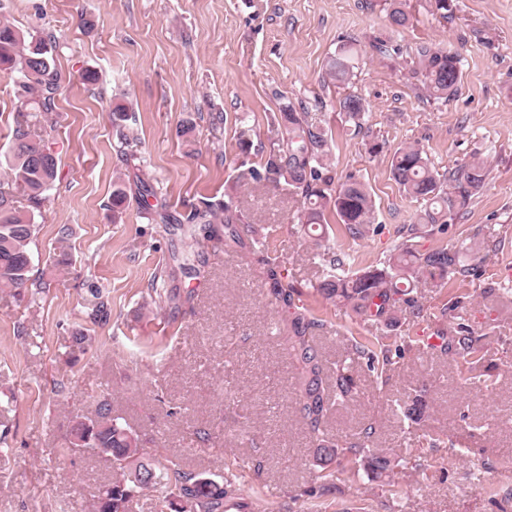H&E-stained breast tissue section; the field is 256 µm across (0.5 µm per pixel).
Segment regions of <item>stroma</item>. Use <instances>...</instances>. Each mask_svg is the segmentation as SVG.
<instances>
[{"label": "stroma", "instance_id": "stroma-1", "mask_svg": "<svg viewBox=\"0 0 512 512\" xmlns=\"http://www.w3.org/2000/svg\"><path fill=\"white\" fill-rule=\"evenodd\" d=\"M24 32L55 39L61 86L55 108L34 113L32 134L57 159L49 199L35 212L34 273L50 286L0 288V512H89L113 475L102 455L66 449L71 420L101 401L136 431L149 458L177 459L184 470L214 480L233 477L249 512H512L494 493L512 491V0H455L448 19L430 0H402L405 28L390 26L391 0H4ZM90 17L92 26L81 24ZM383 40L390 54L372 45ZM353 42V79L328 81L326 65ZM458 50L462 79L448 102L426 96L415 49ZM96 74L84 82L85 70ZM359 96L362 132L341 110ZM17 88L0 74V176L16 127ZM305 102L310 122L335 142L333 179L351 174L376 206L369 233L354 239L331 226L329 245L375 266L395 253L420 207L393 181L390 162L417 144L439 170L483 160V188L446 231L423 234L421 250L455 246L480 235L496 243L481 274L450 286L419 282L421 317L399 311L398 333L409 348L386 382L357 363L359 392L335 406L327 437L376 424L372 446L405 457L387 479L366 473L322 493L312 439L294 411L293 370L278 334L260 257L279 263L321 319L325 362L345 355L352 337L374 334L343 308L317 295L321 274L313 244L291 221L296 201L281 190L248 189L244 208L260 228L263 255L228 253L206 241L199 275L165 281L178 306L157 308L151 282L169 261L171 241L159 209L184 218L203 202H220L242 161L260 163L275 141L283 101ZM131 102L140 141L138 167L114 150L112 109ZM195 121L192 146L174 137ZM252 148L241 156L238 135ZM382 144L369 155L365 140ZM129 185V207L113 221L117 175ZM155 197L140 204L137 181ZM72 233L60 241V225ZM108 303L107 320L87 317L89 285ZM453 316L441 310L453 296ZM464 320L482 336L494 383L469 384L463 366L424 344ZM91 336L78 347L76 333ZM429 404L416 423L400 421L398 404L416 395ZM403 494L391 498L388 483Z\"/></svg>", "mask_w": 512, "mask_h": 512}]
</instances>
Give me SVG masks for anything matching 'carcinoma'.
Returning <instances> with one entry per match:
<instances>
[{"instance_id": "carcinoma-1", "label": "carcinoma", "mask_w": 512, "mask_h": 512, "mask_svg": "<svg viewBox=\"0 0 512 512\" xmlns=\"http://www.w3.org/2000/svg\"><path fill=\"white\" fill-rule=\"evenodd\" d=\"M357 51L354 44H344L329 57L327 75L345 82L353 76ZM418 64L424 77V86L430 96L448 99L461 82L460 55L429 45L416 49ZM52 37L28 39L8 21L0 20V72L17 75L19 108L36 106L41 112H51L59 87L54 68ZM306 105L285 102L281 107L277 127V143L257 165L241 163L237 180L224 191V202L210 203L197 209L189 217L190 224L224 225V251L247 247L239 225L245 223V212L238 201L239 189L244 186L285 187L290 194L304 198V207L297 213V223L307 227L327 223L326 213L336 216L337 224L352 238H362L375 221V206L367 187L349 176L341 183H332L326 173V160L331 156L333 142L328 131L308 121ZM347 121L362 128L365 106L361 98L350 95L341 103ZM133 107L117 104L112 108V123L117 127L116 151L127 162L133 154L129 147L137 139ZM49 149L42 139L30 136L22 127L14 130L11 161L8 165L10 181H0V288L37 289L49 287L44 277H32L30 244L37 226L33 214L46 200V193L55 179L56 159L53 153L40 162L32 156ZM392 179L402 194L423 206L418 223L407 228L404 241L382 266L353 268L350 255L338 254L329 247L317 253L322 276L315 290L327 300L348 307L366 324L393 327L398 309L405 307L418 317L423 308L414 296L415 282L421 279L464 281L478 274L485 256L474 244L461 243L458 247L441 246L427 252L418 249L417 238L424 226H445L448 219L463 209L470 198L484 185L486 166L473 160L461 165L448 177L431 167L424 151L415 145L397 149L390 164ZM27 195L28 210L14 205L12 187ZM129 203L127 185L122 178L113 183L111 208L113 220L119 221ZM203 254L202 247L191 246L174 257L175 265L164 270L170 278L177 271L192 274ZM270 292L287 313L279 329L285 350L295 361L297 396L295 411L309 427L316 442V462L320 467L322 487H334V478L358 467L373 478L387 475L395 459L372 448L375 427L362 425L352 436L336 438L329 444L320 438V430L332 408L354 397L357 381L352 362L338 360L328 366L323 362L317 335L325 324L310 316L304 305L297 303L296 287L283 280L279 265L263 260ZM91 318L105 313L103 291L96 285L89 287ZM482 337L463 322L454 327L444 352L467 365L471 384L489 387L492 375L485 366ZM405 340L397 337L359 336L351 344L352 355L366 360L370 373L383 378L404 356ZM428 403L415 398L400 406L402 415L412 421L422 417ZM81 432L91 439L96 454L112 461L115 477L103 485L92 505V512H133L132 504L144 490L153 493L156 512H165L171 505L174 491L190 503V509L177 512H224V500L232 498V481L197 482V476L182 469L179 461L167 460L157 466L145 460L138 435L119 419L112 416L107 402L98 405L94 414L71 421L69 433Z\"/></svg>"}]
</instances>
